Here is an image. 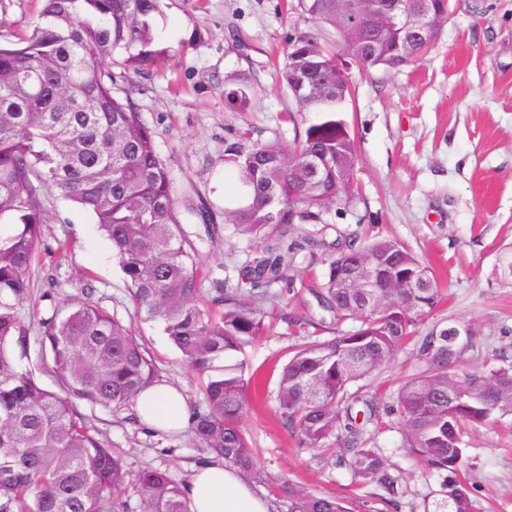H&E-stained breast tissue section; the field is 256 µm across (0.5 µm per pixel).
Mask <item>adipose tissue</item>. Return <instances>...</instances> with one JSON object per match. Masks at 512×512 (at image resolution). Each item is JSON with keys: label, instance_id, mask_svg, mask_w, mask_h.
<instances>
[{"label": "adipose tissue", "instance_id": "obj_1", "mask_svg": "<svg viewBox=\"0 0 512 512\" xmlns=\"http://www.w3.org/2000/svg\"><path fill=\"white\" fill-rule=\"evenodd\" d=\"M134 405L141 421L156 431H178L189 421L184 393L165 383L142 392ZM184 494L191 512H271L273 508L239 471L220 460L193 467Z\"/></svg>", "mask_w": 512, "mask_h": 512}]
</instances>
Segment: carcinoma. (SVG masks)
I'll return each mask as SVG.
<instances>
[{"mask_svg": "<svg viewBox=\"0 0 512 512\" xmlns=\"http://www.w3.org/2000/svg\"><path fill=\"white\" fill-rule=\"evenodd\" d=\"M374 3L373 15L356 26L339 0H297L311 25L289 43L280 78L297 104L285 120L301 118L302 130L288 145L243 132L224 148V162L244 188V203L227 217L256 252L237 284L214 283L218 314L199 305L206 274L183 227L187 215L212 235L210 212L178 208L175 175L153 129L131 99L112 91L116 51L123 69L136 72L169 53L155 43L161 0H43L21 45L0 46V224L11 226L0 232V512H190L168 471L132 472L76 406L120 411L157 381L155 360L129 325L89 297L54 306L37 319V340L66 396L21 366L35 325L18 307L32 288L28 271L42 242L39 184L91 216L112 243L140 316L163 326L190 369L209 373L204 405L189 418L192 438L210 458L257 474L240 425L249 381L233 357L262 334L263 306L293 263L281 242L301 224L326 223L333 209L364 222L352 183L357 147L341 117L351 74H341L336 56L353 54L358 68L399 69L423 57L448 20V0ZM251 96L250 79L224 81V101L238 111ZM372 254L397 259L368 288L337 287L350 262ZM327 262L326 281L313 296L336 325L359 326L297 345L280 371L277 411L308 450L339 440L352 476L392 503L399 481L373 446L379 398L349 386L395 360L439 302L440 288L430 268L392 238L364 242L350 234L336 241ZM455 358L448 329L433 327L419 348L421 370L396 395L404 446L443 476L434 512H473L466 485L451 478L464 461L463 425L512 414L511 366L452 371ZM286 512L347 510L334 497L290 489Z\"/></svg>", "mask_w": 512, "mask_h": 512, "instance_id": "carcinoma-1", "label": "carcinoma"}]
</instances>
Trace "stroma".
Returning <instances> with one entry per match:
<instances>
[{
    "instance_id": "stroma-1",
    "label": "stroma",
    "mask_w": 512,
    "mask_h": 512,
    "mask_svg": "<svg viewBox=\"0 0 512 512\" xmlns=\"http://www.w3.org/2000/svg\"><path fill=\"white\" fill-rule=\"evenodd\" d=\"M41 6V0H12L0 16V44L23 36ZM308 25L285 10L284 0H163L154 33L169 57L139 74L114 70V94L122 99L134 89L157 150L176 174L179 202L211 212L216 234L198 244L210 281L237 277L251 248L225 216L242 202L243 189L235 168L224 163V146L243 128L256 140L292 141L295 128L282 116L295 102L276 70L288 38ZM195 32L199 40L183 49ZM235 74L255 82L244 114L224 102V81ZM343 117L357 145L354 183L365 221L330 212L322 229L328 245L349 233L397 239L443 289L419 336L378 378L384 413L374 443L400 475L404 494L391 504L380 501L375 484L351 476L340 449L306 450L282 426L274 397L296 339L273 317L238 355L253 381L241 426L262 477L255 489L275 505L293 486L339 498L348 512H433L441 479L402 448L394 393L419 366L421 334L436 325L455 331L458 367L487 371L498 367V352L512 356V282L497 270L500 256L512 251V0H451L448 20L423 59L399 70L353 71ZM40 194L47 224L29 270L31 296L20 312L28 316L92 293L130 323L155 358L160 380L181 388L189 406L201 405L204 375L184 367L159 323L137 317L117 258L100 259L110 243L97 224L53 188L41 187ZM317 230L307 224L284 239L296 254L295 267L290 280L274 287L306 323L322 316L310 291L324 282L327 267L310 265L303 248ZM80 410L130 470L166 469L183 483L203 462L186 433L150 430L134 407L115 412L84 404ZM463 439L461 477L473 512H512V415L468 425Z\"/></svg>"
}]
</instances>
